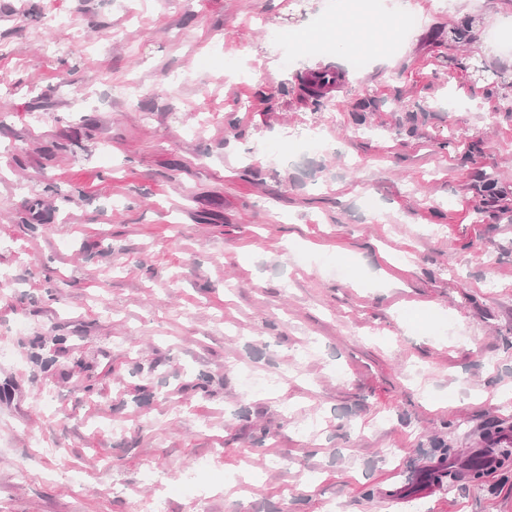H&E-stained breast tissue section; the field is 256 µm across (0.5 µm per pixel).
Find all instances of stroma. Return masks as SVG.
<instances>
[{
    "mask_svg": "<svg viewBox=\"0 0 512 512\" xmlns=\"http://www.w3.org/2000/svg\"><path fill=\"white\" fill-rule=\"evenodd\" d=\"M405 5L0 0V512H512V0Z\"/></svg>",
    "mask_w": 512,
    "mask_h": 512,
    "instance_id": "35a3bbf8",
    "label": "stroma"
}]
</instances>
